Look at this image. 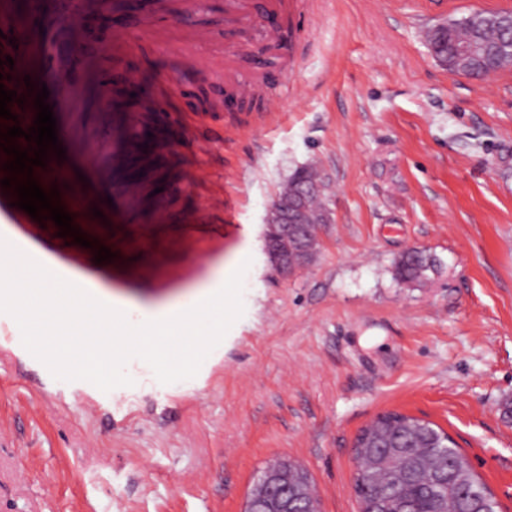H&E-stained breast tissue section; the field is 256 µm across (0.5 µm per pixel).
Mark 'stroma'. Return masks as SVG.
I'll list each match as a JSON object with an SVG mask.
<instances>
[{
	"label": "stroma",
	"instance_id": "obj_1",
	"mask_svg": "<svg viewBox=\"0 0 512 512\" xmlns=\"http://www.w3.org/2000/svg\"><path fill=\"white\" fill-rule=\"evenodd\" d=\"M90 27L81 53L42 45L33 73L56 64L81 89L74 120L91 144L98 81L118 115L134 103L125 77L162 91L188 116L206 92L209 120L185 126L179 159L156 144L145 192L119 209L124 171L88 239L116 256L66 244L56 225H22L55 252L96 268L105 296L147 309L187 302L218 274L243 270L242 316L194 384L160 383L130 367L132 385L98 392L53 377L23 344L0 339V512H244L255 478L281 460L309 475L321 512H360L353 445L377 416L436 423L512 512V67L493 78L448 71L424 34L512 0H249L248 24L224 30L225 0H152ZM120 26L125 50L96 48ZM200 27L203 83L171 68V26ZM281 29L294 51L249 97H228L219 70L239 44ZM210 178L181 187L185 167ZM303 166L324 180L331 222L313 262L283 275L269 262L268 209ZM436 266L420 284L394 277L411 248ZM94 403L93 415L83 407Z\"/></svg>",
	"mask_w": 512,
	"mask_h": 512
}]
</instances>
